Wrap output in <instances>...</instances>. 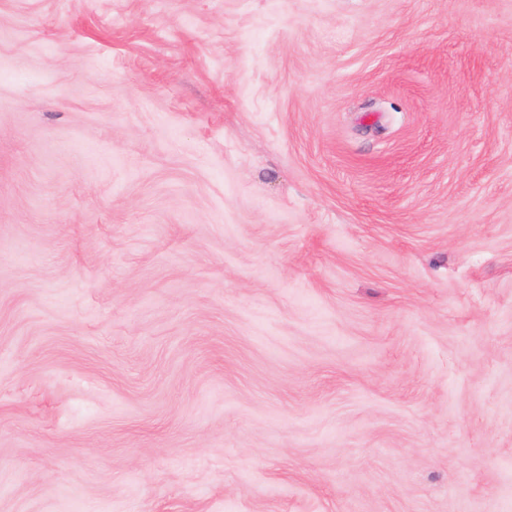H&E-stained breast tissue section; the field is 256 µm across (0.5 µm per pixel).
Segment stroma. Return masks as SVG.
<instances>
[{"instance_id":"1","label":"stroma","mask_w":512,"mask_h":512,"mask_svg":"<svg viewBox=\"0 0 512 512\" xmlns=\"http://www.w3.org/2000/svg\"><path fill=\"white\" fill-rule=\"evenodd\" d=\"M0 512H512V0H0Z\"/></svg>"}]
</instances>
